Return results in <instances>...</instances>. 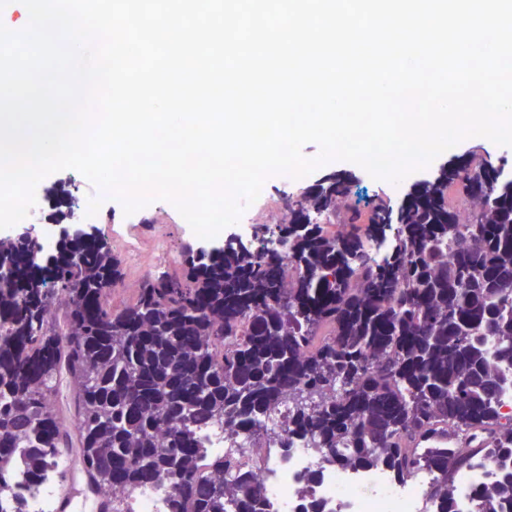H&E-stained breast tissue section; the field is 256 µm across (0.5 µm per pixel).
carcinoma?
Masks as SVG:
<instances>
[{
	"instance_id": "obj_1",
	"label": "carcinoma",
	"mask_w": 512,
	"mask_h": 512,
	"mask_svg": "<svg viewBox=\"0 0 512 512\" xmlns=\"http://www.w3.org/2000/svg\"><path fill=\"white\" fill-rule=\"evenodd\" d=\"M503 172L474 153L396 211L328 177L258 220L250 241L185 246L178 267L142 279L120 306L104 299L124 280L107 237L69 235L43 264L34 240L0 238L14 268L0 276V450L30 449L38 470L69 448L95 486L165 479L171 512H224L228 467L237 512H265L233 460L202 474L192 425L222 420L259 448L303 439L338 466L386 467L402 481L428 470L440 512H458L455 471L497 458L500 479L476 497L479 512H502L512 503V418L498 403L512 364ZM63 378L70 422L47 410ZM285 393L292 427L279 437L264 415Z\"/></svg>"
}]
</instances>
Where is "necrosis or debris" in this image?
I'll list each match as a JSON object with an SVG mask.
<instances>
[{
  "instance_id": "obj_1",
  "label": "necrosis or debris",
  "mask_w": 512,
  "mask_h": 512,
  "mask_svg": "<svg viewBox=\"0 0 512 512\" xmlns=\"http://www.w3.org/2000/svg\"><path fill=\"white\" fill-rule=\"evenodd\" d=\"M205 457L221 455L246 464L252 485L260 490L268 512H305L318 503L323 512H438L428 495L433 476L420 471L400 483L383 468H339L327 464L322 451L294 442L289 448H257L245 436H230L220 421L198 427ZM23 452L0 464V512H56L59 479L69 463L56 458L32 475ZM115 512H169L167 481L138 489L113 487Z\"/></svg>"
}]
</instances>
